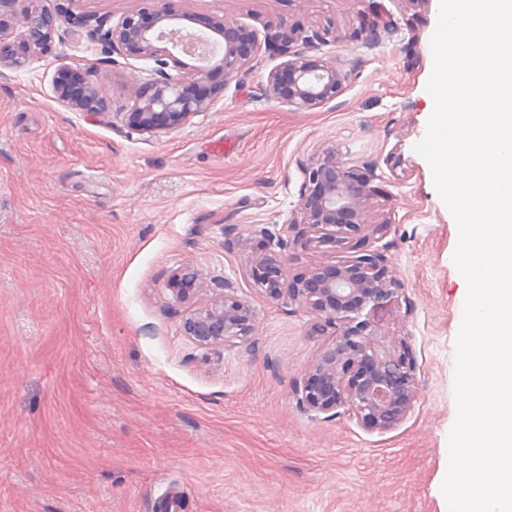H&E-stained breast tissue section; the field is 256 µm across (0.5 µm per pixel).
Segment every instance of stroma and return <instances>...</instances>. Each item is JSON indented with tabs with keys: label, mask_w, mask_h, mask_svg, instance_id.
<instances>
[{
	"label": "stroma",
	"mask_w": 512,
	"mask_h": 512,
	"mask_svg": "<svg viewBox=\"0 0 512 512\" xmlns=\"http://www.w3.org/2000/svg\"><path fill=\"white\" fill-rule=\"evenodd\" d=\"M143 0H75L115 25ZM190 32L227 16L258 37L322 33L313 53L351 79L315 109L264 93L280 63L260 47L208 111L160 137L125 112L150 59L109 51L72 22L49 53L0 68V512H448L441 485L457 409L455 341L467 292L454 217L419 142L438 0H182ZM376 30L374 39L360 27ZM103 74L108 114L56 92L64 66ZM384 183L360 235L401 286L385 318L418 394L395 428L301 408L292 392L333 343L249 271L265 233L287 239L304 168L327 151ZM198 290L178 301L184 267ZM259 314L244 343L181 331L215 288Z\"/></svg>",
	"instance_id": "obj_1"
}]
</instances>
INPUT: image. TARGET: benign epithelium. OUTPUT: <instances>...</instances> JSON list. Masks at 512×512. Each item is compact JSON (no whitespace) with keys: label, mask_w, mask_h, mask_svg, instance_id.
<instances>
[{"label":"benign epithelium","mask_w":512,"mask_h":512,"mask_svg":"<svg viewBox=\"0 0 512 512\" xmlns=\"http://www.w3.org/2000/svg\"><path fill=\"white\" fill-rule=\"evenodd\" d=\"M162 12L145 8L125 16L113 26L88 17L84 25L112 51L130 58L152 59L159 66V79L140 86L137 101L126 120L132 128L149 134L169 133L206 111L224 90L229 79L251 63L260 47L257 34L232 18L212 22V35L182 33L176 24L185 15L167 0ZM62 7L45 0H0V66H21L31 53L52 50ZM318 35L300 36L279 30L267 36L268 46L284 60L268 74L266 94L296 108L314 109L338 96L349 75L321 56L292 49L307 46ZM199 61L191 67L179 54ZM176 71L172 75L166 69ZM221 74V81L213 80ZM83 93L70 96L66 84L58 82L60 97L90 114H104L108 106L95 85L99 73L91 67L79 69ZM306 189L291 228L303 226L290 245H309L307 231L320 232L336 246L354 240L365 224V204L385 188L346 168L336 153L328 151L305 169ZM293 257L287 253H265L250 269L254 285L273 301L295 304L312 316L309 335L339 331L302 380L294 385L299 405L317 414L334 416L342 408L367 430H388L406 417L416 396V365L409 347L387 346L383 320L397 293L384 256L363 253L351 259L318 265L290 275ZM198 274L184 271L175 276L171 291L179 300L196 290ZM258 315L250 305L227 291L190 313L182 322L183 333L206 347L245 342L256 331Z\"/></svg>","instance_id":"benign-epithelium-1"}]
</instances>
